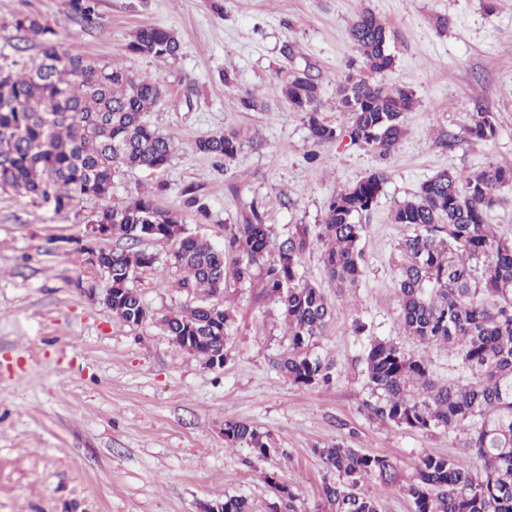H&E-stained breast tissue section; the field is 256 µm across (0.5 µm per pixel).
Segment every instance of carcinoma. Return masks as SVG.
Wrapping results in <instances>:
<instances>
[{"instance_id": "carcinoma-1", "label": "carcinoma", "mask_w": 512, "mask_h": 512, "mask_svg": "<svg viewBox=\"0 0 512 512\" xmlns=\"http://www.w3.org/2000/svg\"><path fill=\"white\" fill-rule=\"evenodd\" d=\"M73 9L84 25L98 24L96 0H73ZM14 27L42 38L44 49L27 73L0 72V192L40 200L58 212L83 199L104 202L88 220L93 228L81 251L112 288L106 307L128 324L150 319L141 296L128 286L130 275L159 262L137 245L146 238L176 242L172 260L185 272L178 287L199 300L161 323L177 344L183 336L194 337V355L202 359L224 355L233 326L230 312L209 303V297L231 280L250 283L259 272L288 326L290 349L279 369L303 388L329 382V367L311 354L333 308L303 272L311 245L308 225L296 226L279 241L254 211L252 219L228 230L219 248L189 232L178 215L158 208L150 196L106 204L121 169L157 170L171 157L172 139L145 120L162 99V79L136 78L122 67L87 61L75 47L56 41L54 30L35 16L16 18ZM349 36L361 71L346 75L338 87L336 109L351 116V143L385 159L403 135L414 96L378 80L395 62L390 31L380 20L363 13ZM126 49L168 60L179 55L181 44L168 29L143 26ZM281 94L292 111L307 117L315 142L336 139V129L318 117L320 87L308 74H291ZM496 131L492 113H472V140L488 141ZM254 146L258 141H245L232 129L196 142L199 152L224 162ZM385 180V171L375 169L328 201L316 239L325 245L328 279L341 288L363 275L364 225L357 218L377 200ZM509 185L512 166L490 164L474 174L442 171L421 185L415 200L395 210L393 222L407 228L398 272L401 323L417 350L372 335L360 318L353 322L355 334L367 337L362 361L373 396L367 404L371 417L415 431L465 423L471 429L461 455L420 458L416 477L404 488L415 512H512V241L497 237L486 223L498 202L496 190ZM182 197L183 208L197 221L210 218L208 200L195 189H184ZM111 237L129 246L119 251L98 246ZM229 250L236 254L230 272ZM437 347L454 358L456 378H434L427 353ZM224 442L258 457L270 450L268 435L242 420L224 421ZM315 453L338 474V482L324 487L321 512H381L363 483L372 476L392 478L387 457L341 444Z\"/></svg>"}]
</instances>
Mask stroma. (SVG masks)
I'll list each match as a JSON object with an SVG mask.
<instances>
[{
    "mask_svg": "<svg viewBox=\"0 0 512 512\" xmlns=\"http://www.w3.org/2000/svg\"><path fill=\"white\" fill-rule=\"evenodd\" d=\"M97 10L98 25L85 29L70 0H0V70L29 71L42 55L40 38L13 27L25 13L88 59L162 78L165 94L147 119L177 148L163 169L122 170L113 202L165 184L157 205L181 213L190 232L220 246L251 205L282 240L295 225L324 223L336 190L378 167L387 178L361 217L364 275L355 290L329 282L320 243L304 256L308 280L334 308L311 348L331 364L333 380L312 388L296 386L277 366L288 353V329L260 280L214 297L234 324L224 366L212 369L160 326L162 317L196 302L176 285L183 272L169 261L171 242H141L159 262L136 270L130 285L152 318L128 325L87 294L107 286L98 267L77 254L97 201L58 212L0 195V512H205L228 496L245 498L248 512H277L281 484L294 493L296 512H316L336 475L315 450L333 444L388 457L394 480L375 477L364 488L382 512H414L402 487L422 455L462 454L470 430L421 432L372 419L353 321L415 350L400 326L398 244L406 229L393 221L396 207L440 171L512 166V0H495L490 12L482 0H98ZM366 10L391 32L395 64L383 82L407 87L416 100L402 140L384 159L351 143L349 116L336 109L337 87L357 57L349 29ZM440 16L447 30L437 28ZM144 25L173 30L181 55L126 52ZM296 72L318 80L320 117L336 128L334 141L314 143L282 97V81ZM249 93L263 108H241ZM478 107L497 125L486 142L466 132ZM224 129L261 144L217 165L195 143ZM187 186L210 202L205 223L183 210ZM228 420L268 433L270 453L258 458L228 447Z\"/></svg>",
    "mask_w": 512,
    "mask_h": 512,
    "instance_id": "1",
    "label": "stroma"
}]
</instances>
